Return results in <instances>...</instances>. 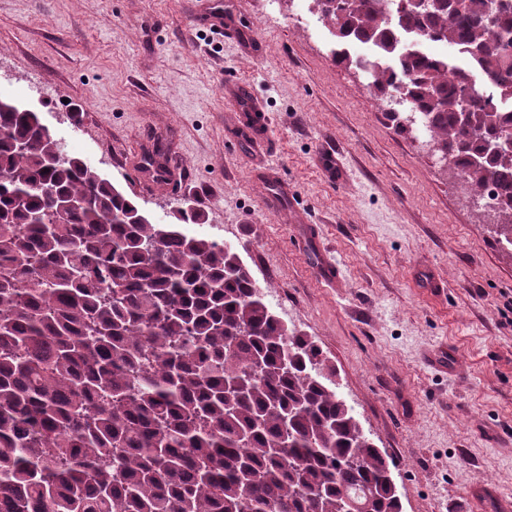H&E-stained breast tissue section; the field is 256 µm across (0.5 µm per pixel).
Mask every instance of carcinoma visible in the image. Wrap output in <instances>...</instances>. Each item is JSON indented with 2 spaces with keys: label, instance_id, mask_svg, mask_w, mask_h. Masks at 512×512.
Here are the masks:
<instances>
[{
  "label": "carcinoma",
  "instance_id": "cac0c4a2",
  "mask_svg": "<svg viewBox=\"0 0 512 512\" xmlns=\"http://www.w3.org/2000/svg\"><path fill=\"white\" fill-rule=\"evenodd\" d=\"M313 0L512 255V0ZM458 49L431 57L419 39ZM370 44L365 59L347 53ZM0 99V512H401L386 452L230 247L153 224Z\"/></svg>",
  "mask_w": 512,
  "mask_h": 512
}]
</instances>
